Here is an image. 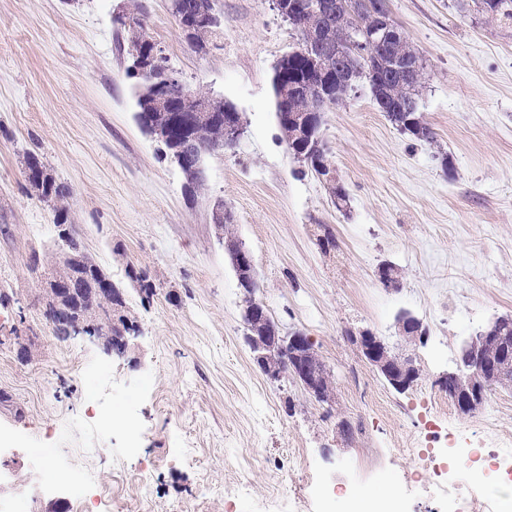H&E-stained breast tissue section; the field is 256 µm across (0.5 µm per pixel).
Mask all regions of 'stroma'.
<instances>
[{
    "mask_svg": "<svg viewBox=\"0 0 512 512\" xmlns=\"http://www.w3.org/2000/svg\"><path fill=\"white\" fill-rule=\"evenodd\" d=\"M387 4L427 62L419 113L436 139L397 130L360 83L321 127L349 195L339 210L278 125L273 68L297 37L272 0H217L220 46L206 53L184 38L171 0H0V469L14 477L0 497L41 483L23 512H69L55 486L81 469L97 481L90 512H254L273 496L293 512L337 483L376 499L384 484L359 461L409 478L407 443L432 448L430 423L483 469L488 493L512 478V458H492L488 438L512 431V388L466 415L435 384L466 342L512 316V24L466 0ZM133 10L185 85L242 118L238 144L206 156L197 197L135 120L131 33L112 21ZM30 154L69 187L87 253L125 294L135 330L124 356L59 335L43 316L45 273L30 257L57 252L58 238L54 210L27 181ZM218 199L234 217L225 232L213 222ZM227 232L254 259L255 299L283 332L310 338L331 401L255 366ZM385 263L398 287L380 282ZM404 314L421 321L423 342L402 335ZM365 330L413 357V387L395 391L367 363ZM129 396L134 426L121 413L101 423ZM34 448L54 465L34 472Z\"/></svg>",
    "mask_w": 512,
    "mask_h": 512,
    "instance_id": "stroma-1",
    "label": "stroma"
}]
</instances>
